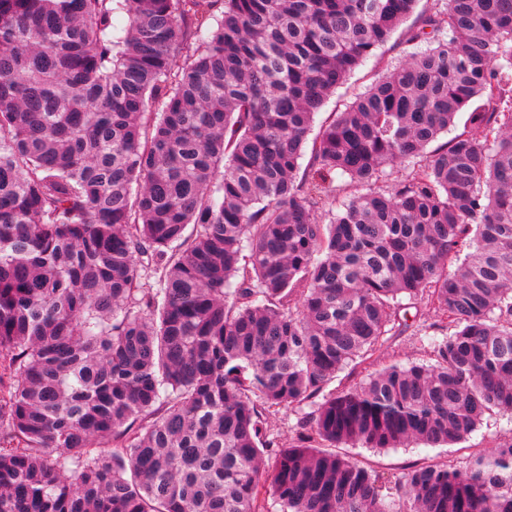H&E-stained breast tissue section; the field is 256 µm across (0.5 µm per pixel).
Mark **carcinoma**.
Wrapping results in <instances>:
<instances>
[{
    "instance_id": "1",
    "label": "carcinoma",
    "mask_w": 512,
    "mask_h": 512,
    "mask_svg": "<svg viewBox=\"0 0 512 512\" xmlns=\"http://www.w3.org/2000/svg\"><path fill=\"white\" fill-rule=\"evenodd\" d=\"M415 2L0 0V512H512V443L336 452L512 413V0ZM422 301L431 361L326 391ZM413 18L403 24L393 35L392 39L376 49L351 75L345 85L336 90L315 116L314 128L311 137L318 131L319 125L331 112H340L349 105L355 97L362 93L387 66H392L403 60L405 54L424 47V44H412L407 42L408 27ZM295 423L296 417L291 412H283L270 419L269 429L278 435L284 444H288L295 438ZM509 442H512V414H492L484 417L481 425L466 441L451 448H431L414 443L408 447L385 450L354 447L336 449L376 470L403 473L427 459L462 467L472 453L491 451Z\"/></svg>"
}]
</instances>
